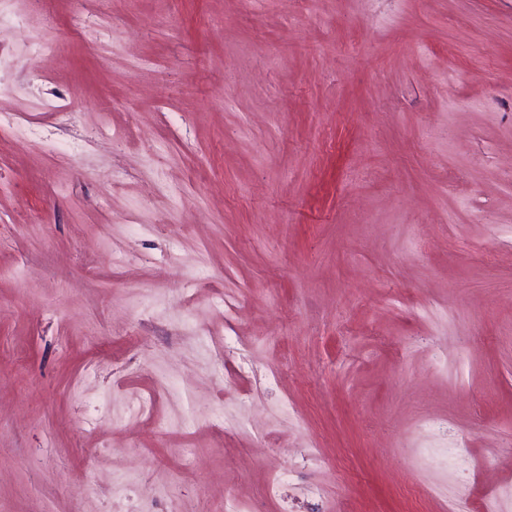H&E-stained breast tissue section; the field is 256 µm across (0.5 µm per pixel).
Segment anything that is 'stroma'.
<instances>
[{
    "label": "stroma",
    "mask_w": 512,
    "mask_h": 512,
    "mask_svg": "<svg viewBox=\"0 0 512 512\" xmlns=\"http://www.w3.org/2000/svg\"><path fill=\"white\" fill-rule=\"evenodd\" d=\"M0 28V512H512V0Z\"/></svg>",
    "instance_id": "obj_1"
}]
</instances>
